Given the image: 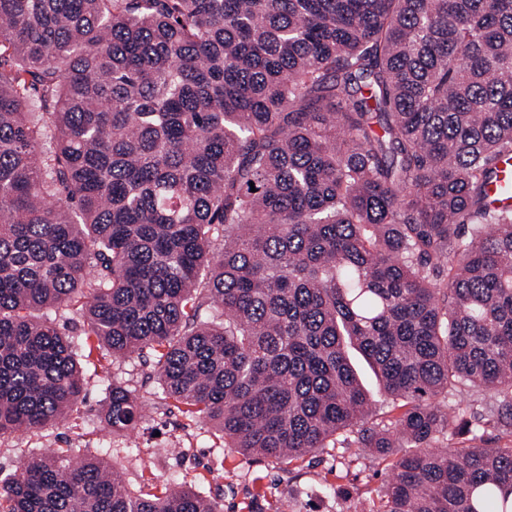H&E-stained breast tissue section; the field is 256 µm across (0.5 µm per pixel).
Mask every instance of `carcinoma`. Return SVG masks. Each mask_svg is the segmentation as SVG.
Listing matches in <instances>:
<instances>
[{
    "mask_svg": "<svg viewBox=\"0 0 512 512\" xmlns=\"http://www.w3.org/2000/svg\"><path fill=\"white\" fill-rule=\"evenodd\" d=\"M511 159L512 0H0V436L84 403L72 308L230 448L393 458L355 512H512ZM0 512L218 505L48 450ZM354 358L358 362L360 378L374 400V414L377 415V418L395 414L396 411L389 413L392 410L391 402L380 392L379 385L371 370L355 354Z\"/></svg>",
    "mask_w": 512,
    "mask_h": 512,
    "instance_id": "carcinoma-1",
    "label": "carcinoma"
}]
</instances>
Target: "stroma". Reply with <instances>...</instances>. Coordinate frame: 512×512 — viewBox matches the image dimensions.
Returning <instances> with one entry per match:
<instances>
[{
  "instance_id": "35a3bbf8",
  "label": "stroma",
  "mask_w": 512,
  "mask_h": 512,
  "mask_svg": "<svg viewBox=\"0 0 512 512\" xmlns=\"http://www.w3.org/2000/svg\"><path fill=\"white\" fill-rule=\"evenodd\" d=\"M60 329L76 337L86 403L63 425L0 436V479L20 461L47 448L107 457L130 491L183 485L217 503L220 512H353L357 501L378 500L390 461L367 448H322L292 463L226 447L222 433L192 420L159 389L151 357L112 358L81 333L78 315L55 313ZM132 391L142 417L115 431L101 417L113 383Z\"/></svg>"
}]
</instances>
